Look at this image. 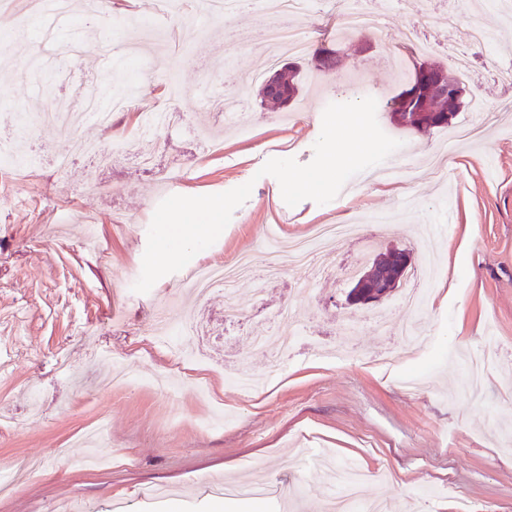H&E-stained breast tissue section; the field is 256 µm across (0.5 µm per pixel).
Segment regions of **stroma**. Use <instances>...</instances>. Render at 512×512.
<instances>
[{
	"label": "stroma",
	"instance_id": "stroma-1",
	"mask_svg": "<svg viewBox=\"0 0 512 512\" xmlns=\"http://www.w3.org/2000/svg\"><path fill=\"white\" fill-rule=\"evenodd\" d=\"M114 2L91 16L75 2L61 31L35 50L26 0L0 12L11 32L0 40V139H19L34 163L20 181L0 162V473L30 458L42 462L0 497V512H53L69 499L80 512H112L117 501L126 512H327L319 455L370 472L364 499L388 501L391 512H512V92L490 78L497 65L512 64V0H481L477 16L453 24L437 0L420 30L424 53L407 40L421 0H381L378 29L350 33L342 30L341 0H314L287 22L309 39V53L296 61L308 70L311 51L329 45L340 48L341 66L308 70L285 123L249 95L246 134L215 106L237 78L267 69L262 45L272 21L263 0L220 17L204 0ZM146 18L157 25V41L137 56L119 53L122 71L110 75L102 43L126 42V22ZM477 24L493 40L471 46L463 81L488 106L481 137L457 135L475 117L468 104L449 126L424 133L393 124L385 103L415 65L455 67L449 44L471 45ZM123 80L139 88L133 108L112 126L90 117L76 131L104 145L128 137L110 168L82 157L57 169L68 135L41 125L22 132L20 117L40 113L43 103L79 107L101 84ZM368 96L378 103L380 128L401 143L386 166L416 164L415 182L377 180L367 170L329 203L286 205L278 181L259 169L272 158L311 162L325 107ZM138 109L164 118L140 134ZM248 182V200L212 246L149 292L134 291L164 198ZM360 218L368 221L364 239L338 242L328 274L292 267L264 241L272 226L288 239L314 224ZM433 223L445 234L425 296L430 343L378 367L372 357L398 347L410 315L390 300L382 305L386 331L369 326L373 307L344 301V270L364 267L379 249L416 250V228ZM243 252L256 259L254 279L239 288L244 311L228 325L223 293L200 300L188 283L198 266L225 265ZM271 262L278 278L267 276ZM287 304L296 312V348L277 379L245 393L230 376L239 368L264 374L269 352L252 338L259 330L273 335ZM183 310L196 314V339L173 329L149 335L160 315ZM474 355L486 358L478 399L460 388ZM121 368L129 382L99 387ZM211 411L223 413V425H201ZM102 420L108 465L83 469L57 456L61 447L81 453ZM203 477L285 484L292 497L220 502L199 487ZM158 485L173 494L151 496Z\"/></svg>",
	"mask_w": 512,
	"mask_h": 512
}]
</instances>
